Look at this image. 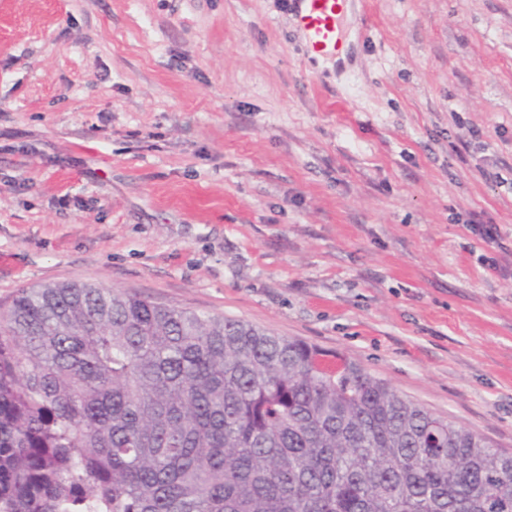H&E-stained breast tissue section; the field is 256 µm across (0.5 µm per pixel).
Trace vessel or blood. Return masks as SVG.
Segmentation results:
<instances>
[{"instance_id":"b4317fda","label":"vessel or blood","mask_w":512,"mask_h":512,"mask_svg":"<svg viewBox=\"0 0 512 512\" xmlns=\"http://www.w3.org/2000/svg\"><path fill=\"white\" fill-rule=\"evenodd\" d=\"M345 4L346 0H291L292 23L302 33L308 52L316 56L338 52Z\"/></svg>"}]
</instances>
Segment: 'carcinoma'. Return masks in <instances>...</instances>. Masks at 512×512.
I'll return each mask as SVG.
<instances>
[{
    "label": "carcinoma",
    "instance_id": "carcinoma-1",
    "mask_svg": "<svg viewBox=\"0 0 512 512\" xmlns=\"http://www.w3.org/2000/svg\"><path fill=\"white\" fill-rule=\"evenodd\" d=\"M102 284L0 306V512H512V454L360 364Z\"/></svg>",
    "mask_w": 512,
    "mask_h": 512
}]
</instances>
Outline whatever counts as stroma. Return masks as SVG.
Returning <instances> with one entry per match:
<instances>
[{
	"mask_svg": "<svg viewBox=\"0 0 512 512\" xmlns=\"http://www.w3.org/2000/svg\"><path fill=\"white\" fill-rule=\"evenodd\" d=\"M344 32L314 59L288 0H0V303L242 320L512 452V0H349Z\"/></svg>",
	"mask_w": 512,
	"mask_h": 512,
	"instance_id": "35a3bbf8",
	"label": "stroma"
}]
</instances>
